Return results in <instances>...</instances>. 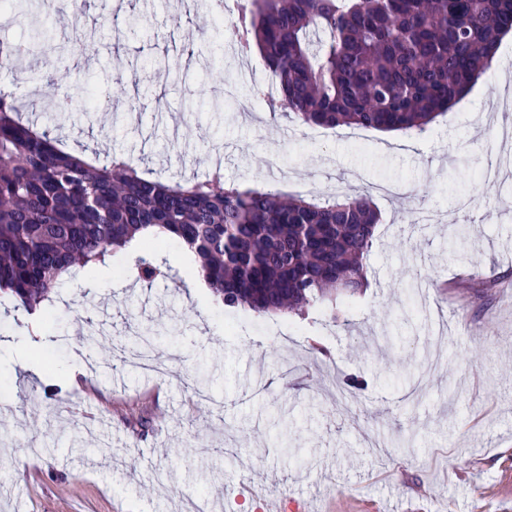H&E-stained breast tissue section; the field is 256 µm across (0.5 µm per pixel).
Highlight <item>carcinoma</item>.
<instances>
[{
  "label": "carcinoma",
  "instance_id": "cac0c4a2",
  "mask_svg": "<svg viewBox=\"0 0 512 512\" xmlns=\"http://www.w3.org/2000/svg\"><path fill=\"white\" fill-rule=\"evenodd\" d=\"M230 27L277 80L273 114L326 128L419 131L452 111L492 67L512 32V0H250ZM75 29L56 54L43 98L56 111ZM380 213L366 195L311 201L241 190L215 168L174 183L129 156L88 161L56 146L0 89V292L32 311L75 266L97 268L137 241V276L169 278V240L200 263L231 308L336 316V297L365 284Z\"/></svg>",
  "mask_w": 512,
  "mask_h": 512
}]
</instances>
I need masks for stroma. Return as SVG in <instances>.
Instances as JSON below:
<instances>
[{
  "mask_svg": "<svg viewBox=\"0 0 512 512\" xmlns=\"http://www.w3.org/2000/svg\"><path fill=\"white\" fill-rule=\"evenodd\" d=\"M26 6L0 37L39 27L67 39L70 0L49 16L38 0ZM140 16L148 33L109 38L113 19ZM83 20L98 39L68 57L70 113L44 111L39 87L0 75L65 148L123 153L167 178L219 166L241 188L296 196L312 182L403 193L373 198L369 284L339 300L338 324L323 306L300 317L224 306L190 287L175 242L162 251L173 279L150 286L128 250L98 282L71 268L42 305L41 375L0 363V401L13 407L0 413V512H184L196 495L258 512L248 485L273 488L283 512H512V169L493 185L479 178L512 159V113L495 109L512 87V33L487 76L408 148L403 132L317 135L239 111L225 87L237 99L253 87L194 0H84ZM134 71L138 85H116ZM420 207L439 223H415ZM146 330L163 336L165 374L127 358L124 340ZM100 331L102 350H88ZM202 371L210 407L193 390ZM335 377L357 382L349 404L335 403Z\"/></svg>",
  "mask_w": 512,
  "mask_h": 512,
  "instance_id": "obj_1",
  "label": "stroma"
}]
</instances>
